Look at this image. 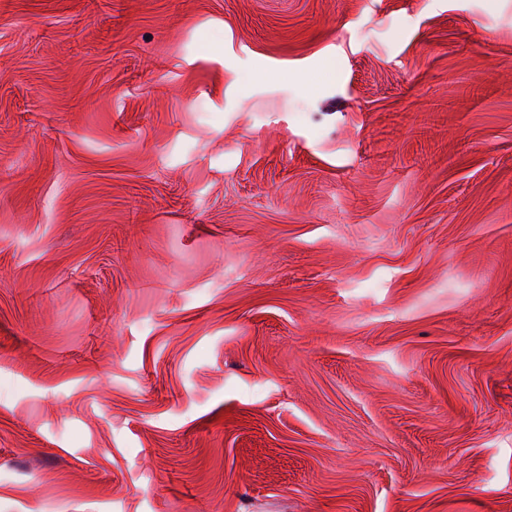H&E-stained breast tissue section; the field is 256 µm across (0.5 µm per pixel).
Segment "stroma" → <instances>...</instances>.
<instances>
[{
    "label": "stroma",
    "instance_id": "obj_1",
    "mask_svg": "<svg viewBox=\"0 0 512 512\" xmlns=\"http://www.w3.org/2000/svg\"><path fill=\"white\" fill-rule=\"evenodd\" d=\"M0 512H512V0H0Z\"/></svg>",
    "mask_w": 512,
    "mask_h": 512
}]
</instances>
